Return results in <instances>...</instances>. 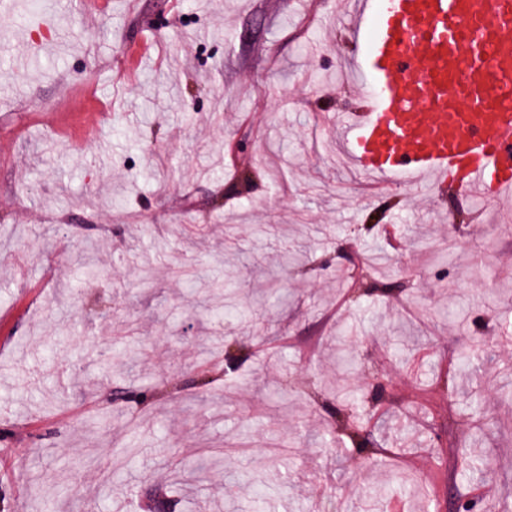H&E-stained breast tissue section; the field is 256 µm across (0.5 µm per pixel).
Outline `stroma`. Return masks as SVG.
<instances>
[{
    "label": "stroma",
    "instance_id": "obj_1",
    "mask_svg": "<svg viewBox=\"0 0 512 512\" xmlns=\"http://www.w3.org/2000/svg\"><path fill=\"white\" fill-rule=\"evenodd\" d=\"M344 7L109 0L93 22L0 21V512H145L182 463L215 457L191 482L200 512H258L256 480L268 512H512V215L337 165L326 120L361 106ZM367 224L403 249L368 307L324 324L348 287L342 245L359 261L387 247ZM283 272L282 305L229 323L187 310L223 305L229 279L266 296ZM285 333L320 357L253 353ZM229 344L246 377L225 373ZM348 366L364 403L310 395ZM166 385L144 412L115 397Z\"/></svg>",
    "mask_w": 512,
    "mask_h": 512
}]
</instances>
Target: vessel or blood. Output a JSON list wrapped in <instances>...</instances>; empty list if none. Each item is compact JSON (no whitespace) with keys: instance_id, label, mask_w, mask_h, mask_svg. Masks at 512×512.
Listing matches in <instances>:
<instances>
[{"instance_id":"1","label":"vessel or blood","mask_w":512,"mask_h":512,"mask_svg":"<svg viewBox=\"0 0 512 512\" xmlns=\"http://www.w3.org/2000/svg\"><path fill=\"white\" fill-rule=\"evenodd\" d=\"M359 111L333 128L364 176L512 195V0H359Z\"/></svg>"}]
</instances>
